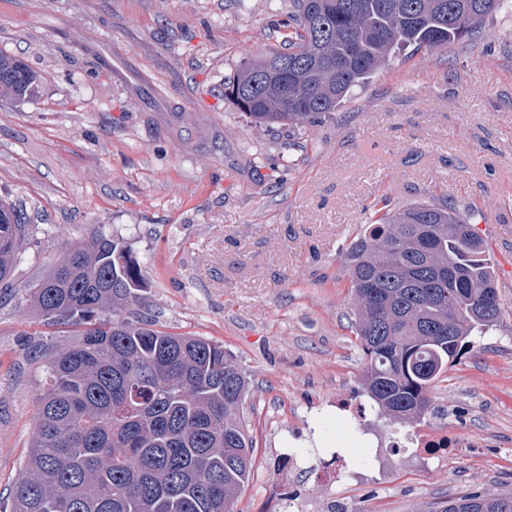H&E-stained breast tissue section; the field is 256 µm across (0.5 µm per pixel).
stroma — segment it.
I'll return each instance as SVG.
<instances>
[{"label": "stroma", "instance_id": "35a3bbf8", "mask_svg": "<svg viewBox=\"0 0 512 512\" xmlns=\"http://www.w3.org/2000/svg\"><path fill=\"white\" fill-rule=\"evenodd\" d=\"M290 0H0V53L37 81L0 97V199L31 217L0 287V492L29 449L37 345L72 334L31 313L26 287L96 229L144 264L149 310L220 343L249 381L254 466L235 512H439L456 494H512V14L445 50L401 52L302 129L252 126L224 100L243 58L276 46ZM449 201L490 249L502 322L449 367L439 415L394 426L365 404L342 260L364 206ZM448 430L472 445L430 459L396 437ZM315 438L381 466L336 482L280 451Z\"/></svg>", "mask_w": 512, "mask_h": 512}]
</instances>
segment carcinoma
Returning a JSON list of instances; mask_svg holds the SVG:
<instances>
[{"label":"carcinoma","instance_id":"cac0c4a2","mask_svg":"<svg viewBox=\"0 0 512 512\" xmlns=\"http://www.w3.org/2000/svg\"><path fill=\"white\" fill-rule=\"evenodd\" d=\"M279 47L241 62L224 99L260 128L304 127L336 110L399 48L470 38L512 0H291ZM36 75L0 54V94L21 100ZM344 254L362 389L377 414L417 424L471 337L503 319L484 241L435 201L373 206ZM28 234L0 201V283ZM136 255L103 230L29 285L32 311L77 327L42 353L46 387L3 512H234L253 467L241 419L243 372L224 344L157 327ZM442 512H512V495L464 492Z\"/></svg>","mask_w":512,"mask_h":512}]
</instances>
